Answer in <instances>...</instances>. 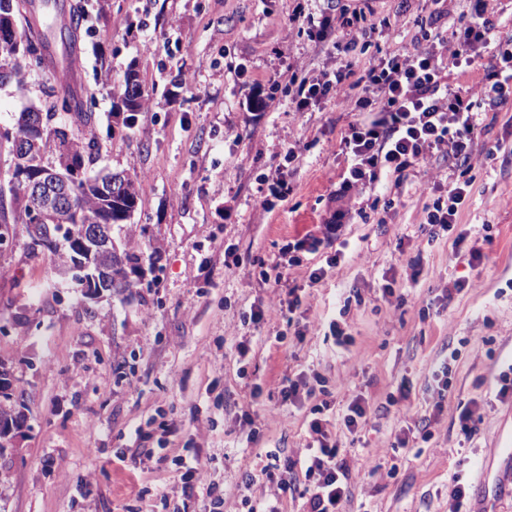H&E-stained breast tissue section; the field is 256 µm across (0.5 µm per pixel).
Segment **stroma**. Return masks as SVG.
<instances>
[{
    "instance_id": "1",
    "label": "stroma",
    "mask_w": 512,
    "mask_h": 512,
    "mask_svg": "<svg viewBox=\"0 0 512 512\" xmlns=\"http://www.w3.org/2000/svg\"><path fill=\"white\" fill-rule=\"evenodd\" d=\"M370 6L378 29L354 52L360 70L413 47L431 13L460 11L457 0ZM292 9L293 0H112L81 42L84 68L97 46L113 78L138 64L149 99L134 133H116L101 163L136 175L141 205L124 233L161 260L149 286L89 301L57 262L28 255L24 226L0 247V361L12 366L26 405L24 427L0 456V512H172L182 500L173 459L188 450L234 504L258 448L290 453L305 442L313 402L287 411L277 398L283 379L300 371L321 377L333 416L358 395L371 405L346 444L366 465L343 512H448L456 473L470 512H484L476 480L495 475L500 449L512 446V398H500L497 384L512 364V103L483 115L470 171L436 155L402 187L381 177L372 198L351 203L369 209L368 220H347L333 246L276 269L285 240L335 210L347 160L324 144L359 114L351 99L289 109L291 75L327 58L298 35ZM494 144L497 157L486 160ZM291 146L300 150L292 191L265 210L258 187ZM465 173L472 183L457 224L429 238L428 187ZM462 233L481 260L456 246ZM321 267L325 280L310 284ZM280 274L301 288L303 305L289 318L251 321L255 306L278 305ZM386 283L400 299L383 298ZM340 333L350 345H337ZM443 361L444 392L434 381ZM466 407L480 416L469 436L459 426ZM245 414L258 444L239 428ZM424 419L429 440L394 448L401 429ZM137 426L154 454L136 468ZM387 447L390 457L378 459Z\"/></svg>"
}]
</instances>
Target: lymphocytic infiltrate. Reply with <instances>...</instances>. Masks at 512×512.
Returning <instances> with one entry per match:
<instances>
[{
    "mask_svg": "<svg viewBox=\"0 0 512 512\" xmlns=\"http://www.w3.org/2000/svg\"><path fill=\"white\" fill-rule=\"evenodd\" d=\"M466 2V10L449 26L432 22L422 27L424 47L379 59L359 72L351 54L358 41L371 33L364 13L337 15L314 0H298L291 20L299 34L335 55L336 63L291 77L290 108L306 112L330 97L352 98L360 111L372 113L373 118L350 122L340 136L339 148L348 158L336 184L340 209L323 224L320 234L309 232L287 242L280 255L332 245L349 215L343 202L371 192L380 176L393 177L395 186H402L420 162L435 153L466 163L478 138L479 115L500 111L512 102V38L500 35L503 12L492 0ZM446 46L452 49L447 57L442 54ZM487 52L492 62L484 70L478 98L449 86L445 64L474 67ZM467 196L466 183H449L446 196L427 210L428 226L449 229ZM369 412L366 399L354 398L340 423L326 415L310 419L306 444L295 454L284 456L276 448L265 451L266 465L246 471L239 483L247 512H283V500L290 494L301 499V512H340L351 480L363 464L348 454L338 436L356 435ZM178 471L183 498L206 496L209 512H224L214 475L198 455L179 457Z\"/></svg>",
    "mask_w": 512,
    "mask_h": 512,
    "instance_id": "obj_1",
    "label": "lymphocytic infiltrate"
}]
</instances>
